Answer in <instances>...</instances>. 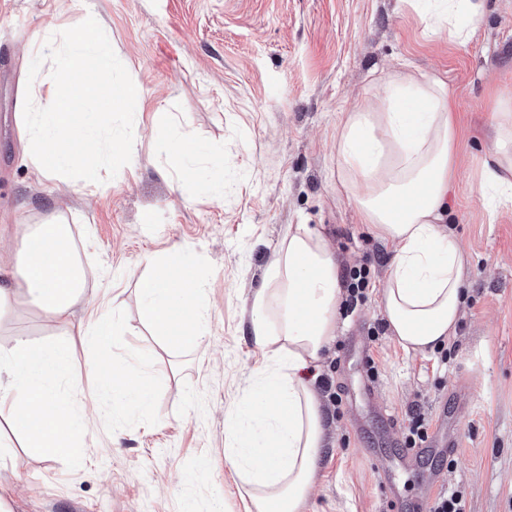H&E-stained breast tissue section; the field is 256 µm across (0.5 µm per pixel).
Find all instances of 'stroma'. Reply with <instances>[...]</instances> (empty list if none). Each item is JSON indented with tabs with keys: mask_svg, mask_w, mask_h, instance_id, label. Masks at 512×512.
I'll return each instance as SVG.
<instances>
[{
	"mask_svg": "<svg viewBox=\"0 0 512 512\" xmlns=\"http://www.w3.org/2000/svg\"><path fill=\"white\" fill-rule=\"evenodd\" d=\"M0 0V211L12 223L62 212L86 271L85 300L120 314L104 352L160 384L151 412L113 408L88 363L99 354L24 299L0 308V349L70 344L75 406L90 431L73 456L45 458L0 415V512H246L224 455L228 415L249 395L261 353L247 301L288 224H310L339 266L369 263L364 303L310 372L342 388L323 403L327 444L303 512H387V492L427 512L429 483L466 512H512V204L489 209L480 160L498 99L512 110V0H483L467 44L427 34L409 0ZM95 17L146 91L139 163L95 187L39 172L20 149L26 59L36 31ZM403 65L446 79L457 108L448 227L461 241L464 316L433 351L405 353L381 324L377 290L394 255L361 224L337 178L343 111ZM163 106L192 140L224 151V196L198 197L166 173L153 115ZM197 255L210 304L198 345L169 347L139 317L144 259ZM375 372H368L367 360ZM371 393H364V385ZM447 416L455 451L401 462L412 413Z\"/></svg>",
	"mask_w": 512,
	"mask_h": 512,
	"instance_id": "1",
	"label": "stroma"
}]
</instances>
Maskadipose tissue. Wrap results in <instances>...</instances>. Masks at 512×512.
I'll return each instance as SVG.
<instances>
[{
  "mask_svg": "<svg viewBox=\"0 0 512 512\" xmlns=\"http://www.w3.org/2000/svg\"><path fill=\"white\" fill-rule=\"evenodd\" d=\"M426 31L467 44L482 19V0H434L421 8ZM447 82L435 75L391 74L368 108L342 113L336 131L339 180L362 221L395 255L378 304L405 353L444 344L457 330L464 302V255L444 226L455 138ZM499 136L481 162L479 188L512 203V114L492 112ZM168 165L180 180L219 199L224 190L221 148L168 135ZM86 272L73 254L64 216L22 229L11 278L0 281V306L24 291L52 321L68 322L82 300ZM140 317L170 345L195 344L204 333L208 300L194 256L177 250L147 259L137 283ZM344 294L336 256L307 224L285 229L261 283L249 299L250 331L266 363L251 397L232 417L226 457L245 486L246 512H301L314 491L325 445L326 418L307 370L338 332ZM70 359L65 345L19 343L0 351V410L25 433V448L65 457L87 431L84 417L56 385ZM114 405L148 410L149 376L120 362L93 365Z\"/></svg>",
  "mask_w": 512,
  "mask_h": 512,
  "instance_id": "ef3b65f1",
  "label": "adipose tissue"
}]
</instances>
